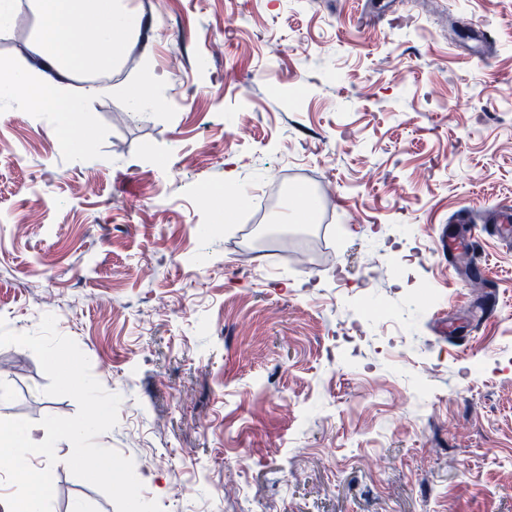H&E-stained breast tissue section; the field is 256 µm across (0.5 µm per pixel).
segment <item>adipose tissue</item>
<instances>
[{"label": "adipose tissue", "instance_id": "1", "mask_svg": "<svg viewBox=\"0 0 512 512\" xmlns=\"http://www.w3.org/2000/svg\"><path fill=\"white\" fill-rule=\"evenodd\" d=\"M40 19L34 48L51 64L68 72L86 68L108 71L118 61L137 21L122 0H28ZM20 96L27 104L51 108L71 120L76 105L62 85L46 83L38 74L16 69L0 74V94ZM39 456H32V449ZM0 465L28 488L23 500L0 497V512H44L46 494L36 481L48 478L53 466L52 443L32 431L0 424Z\"/></svg>", "mask_w": 512, "mask_h": 512}]
</instances>
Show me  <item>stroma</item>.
Returning a JSON list of instances; mask_svg holds the SVG:
<instances>
[{
  "label": "stroma",
  "instance_id": "1",
  "mask_svg": "<svg viewBox=\"0 0 512 512\" xmlns=\"http://www.w3.org/2000/svg\"><path fill=\"white\" fill-rule=\"evenodd\" d=\"M127 3L139 61L90 98L67 75L68 130L0 99V318L56 316L163 512H512V0ZM448 223L483 294L434 255ZM48 383L0 346V419L74 416ZM55 453L46 512H116Z\"/></svg>",
  "mask_w": 512,
  "mask_h": 512
}]
</instances>
